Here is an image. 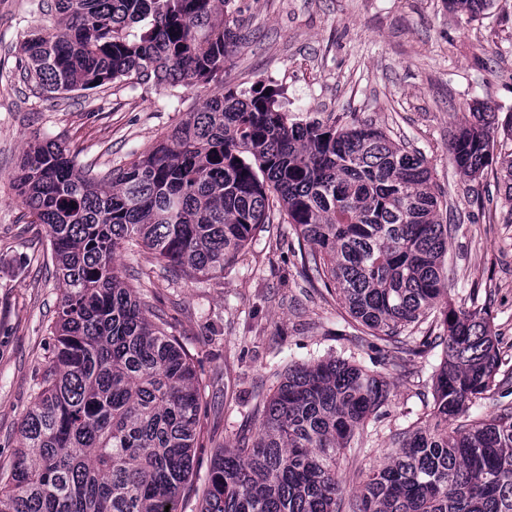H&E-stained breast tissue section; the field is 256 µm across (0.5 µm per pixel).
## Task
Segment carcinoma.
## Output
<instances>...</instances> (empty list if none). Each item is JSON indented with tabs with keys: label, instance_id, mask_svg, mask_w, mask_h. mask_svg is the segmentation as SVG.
Wrapping results in <instances>:
<instances>
[{
	"label": "carcinoma",
	"instance_id": "obj_1",
	"mask_svg": "<svg viewBox=\"0 0 512 512\" xmlns=\"http://www.w3.org/2000/svg\"><path fill=\"white\" fill-rule=\"evenodd\" d=\"M492 0H448L475 18ZM228 0H52L59 19L22 46L49 93L133 76L175 87L221 82L240 39ZM495 112H463L451 160L470 179L498 165L512 223V152ZM512 140V114L502 124ZM15 189L48 227L62 297L54 344L26 411L0 512H179L200 444L193 357L151 320L116 265L143 245L165 272L215 277L274 214L305 245L308 281L336 293L370 336L422 354L443 346L433 403L394 434L350 512H512V407L448 425L499 389L488 306L448 302V225L421 153L366 124L294 121L274 94L216 91L163 140L101 181L35 139ZM435 316L426 335L403 333ZM356 361L288 365L255 405V432L216 450L199 512H338L340 455L388 407Z\"/></svg>",
	"mask_w": 512,
	"mask_h": 512
}]
</instances>
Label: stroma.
Masks as SVG:
<instances>
[{
    "instance_id": "obj_1",
    "label": "stroma",
    "mask_w": 512,
    "mask_h": 512,
    "mask_svg": "<svg viewBox=\"0 0 512 512\" xmlns=\"http://www.w3.org/2000/svg\"><path fill=\"white\" fill-rule=\"evenodd\" d=\"M43 2L0 0V465L18 445L61 298L48 229L32 223L13 184L28 143L61 142L78 165L104 173L127 166L220 89L270 90L291 119L369 124L423 154L451 227L448 299L460 308L489 305L503 358L504 380L480 412L512 403V224L503 221L512 207L493 171L464 178L449 153L457 113L480 105L512 114V0H493L474 19L449 12L448 0H229L241 39L223 83L163 88L145 80L60 94L26 80L21 66L24 39L45 24ZM117 263L196 356L207 398L198 477L215 448L255 429V403L292 360L351 356L391 386L385 415L339 459L346 503L392 453L393 435L433 401L440 350L368 347L339 299L306 281L280 224L217 278L164 277L143 247Z\"/></svg>"
}]
</instances>
